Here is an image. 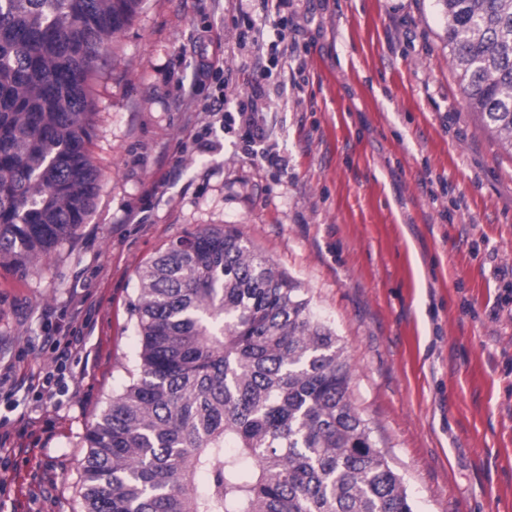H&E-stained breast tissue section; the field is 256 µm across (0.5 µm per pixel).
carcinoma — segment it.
Masks as SVG:
<instances>
[{
	"label": "carcinoma",
	"mask_w": 512,
	"mask_h": 512,
	"mask_svg": "<svg viewBox=\"0 0 512 512\" xmlns=\"http://www.w3.org/2000/svg\"><path fill=\"white\" fill-rule=\"evenodd\" d=\"M140 2L0 0V266L86 223L88 80ZM442 2L468 105L512 149V0ZM138 280L137 374L86 431L84 512H413L339 336L240 232H187Z\"/></svg>",
	"instance_id": "1"
}]
</instances>
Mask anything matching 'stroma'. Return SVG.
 I'll use <instances>...</instances> for the list:
<instances>
[{
    "mask_svg": "<svg viewBox=\"0 0 512 512\" xmlns=\"http://www.w3.org/2000/svg\"><path fill=\"white\" fill-rule=\"evenodd\" d=\"M205 30L261 141L189 99ZM445 30L440 0H142L89 81L86 224L28 273L0 267V377H42L55 331L86 341L68 390L14 407L0 388L18 446L0 512H83L86 430L135 373L139 268L228 226L339 336L414 512H512V154L469 110Z\"/></svg>",
    "mask_w": 512,
    "mask_h": 512,
    "instance_id": "1",
    "label": "stroma"
}]
</instances>
